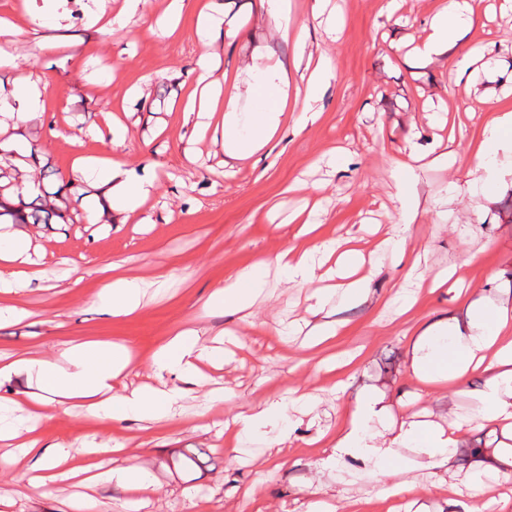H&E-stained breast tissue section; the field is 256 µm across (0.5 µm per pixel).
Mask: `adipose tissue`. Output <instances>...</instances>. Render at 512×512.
I'll return each mask as SVG.
<instances>
[{"label":"adipose tissue","mask_w":512,"mask_h":512,"mask_svg":"<svg viewBox=\"0 0 512 512\" xmlns=\"http://www.w3.org/2000/svg\"><path fill=\"white\" fill-rule=\"evenodd\" d=\"M477 7L478 0H448L435 13L416 48L419 59L429 62L455 49ZM255 73L259 83L275 91L278 99L249 117L241 116L239 94L232 85L225 87L223 99L199 104L190 99L184 107L187 113L213 120L215 139L220 141L225 155L234 160L250 158L271 142L282 123L288 95L303 101L300 123L315 121L317 114L312 106L315 94L333 77L334 66L330 58L319 56L301 87L292 86L287 73L276 66L259 67ZM41 104L42 93L37 82H24L8 90L0 88V153L9 155L20 173L15 185L20 194L35 190L37 183L30 175L36 170L39 158L20 144L18 132ZM106 128L107 149L98 155L76 154L69 177L107 186L113 208L131 210L144 204L157 191L158 183L153 174L138 173L121 153L122 123L112 118ZM510 145L512 111L494 110L471 152L464 171L467 180L490 186L497 173V153ZM31 249L32 235L26 229L0 232V319L18 316V309L9 303L10 296L44 274L39 263L32 260ZM326 250V245L321 244L301 253L289 246L276 253L273 261L242 266L211 291L203 307L210 311L246 309L265 292L269 276L274 272L297 287L307 286L318 278L333 280L334 288L319 289L313 294V309L318 313L324 311L333 293L347 298L361 294L364 278H348L347 272L365 266L364 256L350 250L328 268L320 259ZM168 283L165 274L138 280L118 272L106 273L100 278L94 303L106 315L129 316L143 308L147 296L157 294ZM469 309L468 335H457L455 325L445 320L422 326L412 347L411 370L423 383L441 377L461 384L473 372L480 370L486 374L479 419L502 427L503 440L493 459V469L500 475L502 489L512 493V303L488 304L477 298L470 302ZM132 362L131 345L79 338L63 342L57 357L52 359L37 350L15 358L0 355V386L18 380L24 383L23 389L0 394V441H16L22 454L35 458V473L27 483L31 493L51 496L53 483L61 478L84 481L105 478L132 493L151 484L145 471L124 465L128 450L123 443H110L100 440L97 433H87L81 436V451L76 455L66 444L45 443L37 428L53 419L55 412L79 406L97 419L165 420L178 424L182 421L179 408L189 394V386L203 388L207 409H214L225 400L223 388L214 386L204 371L208 365L223 367L224 350L206 344L200 331H181L155 352L153 363L156 376L162 379L160 386L127 391L120 377L131 368ZM167 374L176 375L177 383H165L163 377ZM314 407L313 397L307 394L289 402L266 400L239 405L232 418L224 423L227 458L236 460L244 443L259 440L271 456L287 460L290 413L308 415ZM387 411L379 399H365L347 422L320 431L316 442L328 461L348 456L372 465L375 480L388 485L395 495L413 490L411 484L400 481L401 469L397 464L399 447H412L429 467L439 471L438 477L425 485V492L433 495L447 490L448 512H481L477 502L482 491L481 480L471 473H458L449 481L443 474L449 463L448 450L460 434L459 425L452 423L444 428L429 421H404L397 433L390 436L373 427L374 421Z\"/></svg>","instance_id":"obj_1"}]
</instances>
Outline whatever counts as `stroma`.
I'll use <instances>...</instances> for the list:
<instances>
[{
	"instance_id": "stroma-1",
	"label": "stroma",
	"mask_w": 512,
	"mask_h": 512,
	"mask_svg": "<svg viewBox=\"0 0 512 512\" xmlns=\"http://www.w3.org/2000/svg\"><path fill=\"white\" fill-rule=\"evenodd\" d=\"M168 0H147L118 31L100 33L87 18L98 5L116 12L124 0H56L60 24L39 28V35L59 42L56 54L34 57L19 43L13 67L0 70V86L24 79L45 85L43 109L33 112L21 137L43 157V165L65 180L72 161L70 137L82 139L88 154L104 150L89 129L101 127L104 110H112L125 128L123 151L134 162L153 166L158 192L135 211L112 212L95 182L57 193L42 184L66 220L36 227L35 243L49 275L20 289L13 302L23 316L0 322V353L40 349L58 354L60 342L86 337L131 343L138 364L124 381L134 389L155 383L153 352L177 330L194 324L211 332L229 328L238 338L227 344L223 385L230 402L196 416V399L182 411L190 429L161 421L141 430L135 421L112 424L87 417L75 408L45 424L47 443L72 441L91 430L123 440L135 438L130 466L151 473L153 484L141 512H187L190 497L208 499L210 512H300L302 491L325 480L333 486L328 512H348V498L361 512H408L400 496L385 497L359 459L344 458L317 471L313 440L318 430L339 425L366 397L389 405L394 419L412 416L440 425L456 421L462 429L453 450L456 467L495 479L484 471L480 455L500 444V428L476 425L483 374L463 385L431 383L419 387L410 368L418 323L451 318L466 325L468 306L455 293L418 287L405 265L388 258L375 270L361 298H335L334 319L343 327L324 347L306 348L315 322L309 313L310 288L273 284L252 309L255 328L242 325L240 314L201 305L212 289L237 268L269 259L284 246H307L290 215L315 210L323 240L354 239L370 251L381 238L401 237L407 255L419 257L417 275L431 280L451 265L484 300H512V174L503 173L492 202L469 186L456 169L418 164L405 174L401 162L424 154L447 138L464 144L491 109L512 106V9L503 0H483L459 42L474 50L489 69L455 70L448 58L419 63L417 43L425 35L442 0H331L343 28L333 38L326 24L311 18L313 0H290L301 42L283 40L261 13L259 0H223L221 27L229 36L208 43L196 35L194 7H186L176 32L163 35L155 22ZM331 58L335 75L318 91V119L298 127L287 117L269 145L251 159L227 167L221 144L211 134L193 135L182 110L183 96L194 86L199 56L217 53L215 78H237L247 88L254 53L266 64H282L295 75L300 51ZM417 210L407 233L396 227L401 201ZM103 210L106 230L79 224L73 217L88 204ZM119 265L122 274L149 278L162 270L176 275L166 291L148 297L143 310L127 318L97 313L92 302L99 287L98 268ZM88 271L78 284L67 279L70 266ZM282 321L292 328L291 341L266 331ZM318 394L316 420L293 421L292 456L284 466H252L262 444L249 442L237 462H228L221 437L223 422L239 403L278 398L284 390ZM0 445V500L8 512H61L64 501L90 496L106 504H123L130 492L112 482L91 488L70 481L56 483L53 497L19 498L20 478L30 475L33 458L15 464Z\"/></svg>"
}]
</instances>
